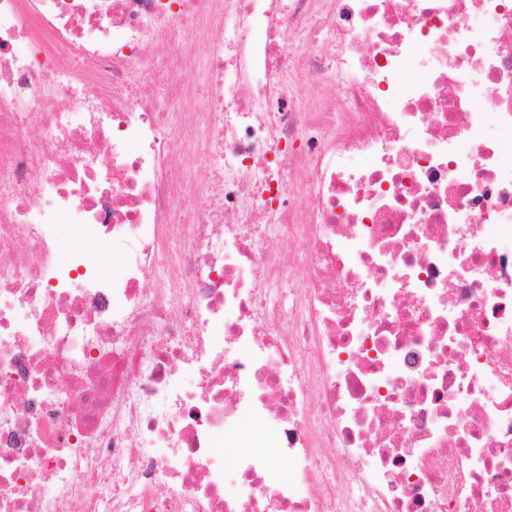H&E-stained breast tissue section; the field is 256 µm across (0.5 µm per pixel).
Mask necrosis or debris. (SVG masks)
<instances>
[{
	"label": "necrosis or debris",
	"instance_id": "necrosis-or-debris-1",
	"mask_svg": "<svg viewBox=\"0 0 512 512\" xmlns=\"http://www.w3.org/2000/svg\"><path fill=\"white\" fill-rule=\"evenodd\" d=\"M503 130L512 0H0V512H512ZM266 432L267 427L265 425L254 423L245 424L240 430L242 441L236 442L234 445H232L234 448L224 447L226 460L231 463L239 453L250 450L251 448L249 447L253 446V442L256 439L263 437Z\"/></svg>",
	"mask_w": 512,
	"mask_h": 512
}]
</instances>
